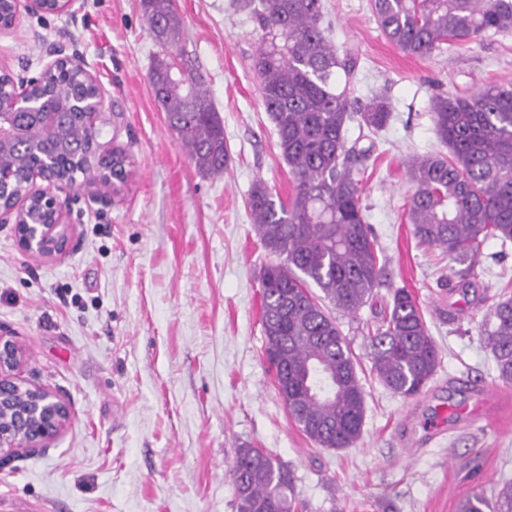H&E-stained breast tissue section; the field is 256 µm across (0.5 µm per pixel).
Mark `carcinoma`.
Segmentation results:
<instances>
[{
  "mask_svg": "<svg viewBox=\"0 0 512 512\" xmlns=\"http://www.w3.org/2000/svg\"><path fill=\"white\" fill-rule=\"evenodd\" d=\"M373 7L383 34L416 56L512 30V0H374ZM141 8L166 49L148 77L154 100L196 167L220 174L229 154L206 81L189 64L181 75L171 73L169 49L183 33L175 0H141ZM253 17L262 103L296 182L287 203L262 181L248 199L256 235L274 256L260 272L265 355L300 430L322 448H348L362 434L365 392L356 357L328 307L357 314L380 285L383 268L356 168L372 147L347 146L346 126L357 119L377 133L392 107L380 96L364 103L351 98L356 62L326 34L322 0H258ZM430 111L442 150L408 162L414 186L408 221L420 242L465 265L459 288L466 295L482 244L512 242V85L467 97L435 95ZM99 135L66 117L57 137L71 148L70 180L100 175ZM3 158L20 176L30 164L10 146ZM489 317L484 333L498 377L512 384V298L499 300ZM369 339L371 374L404 398L420 395L436 371L438 349L411 291L394 290L390 312ZM229 478L238 512H297L291 472L262 449H237ZM459 512H512V482L496 491L494 504L479 491Z\"/></svg>",
  "mask_w": 512,
  "mask_h": 512,
  "instance_id": "cac0c4a2",
  "label": "carcinoma"
}]
</instances>
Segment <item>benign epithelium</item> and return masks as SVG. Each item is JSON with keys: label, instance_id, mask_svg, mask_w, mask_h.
Segmentation results:
<instances>
[{"label": "benign epithelium", "instance_id": "obj_1", "mask_svg": "<svg viewBox=\"0 0 512 512\" xmlns=\"http://www.w3.org/2000/svg\"><path fill=\"white\" fill-rule=\"evenodd\" d=\"M14 18L21 12L37 15L67 13L76 0H9ZM51 60L41 71L32 74L0 73V82L8 78L10 92L0 86V144L11 141L17 133L18 111L23 108L30 91L43 83L45 77L64 66L84 74L95 84L94 101L76 102L62 98V106L80 113L83 124L95 129L105 121L108 108L98 80L76 56H69L51 47L46 51ZM57 149L48 147L42 163L25 177V190L4 202L3 190L14 177L13 168L0 162V224L12 225L19 247L30 254L51 258L65 253L72 242L74 227L68 222L74 200L60 198L57 191L68 178L56 168ZM42 184H37L36 180ZM34 201L43 216L31 223L27 215L29 201ZM26 350L13 334L0 328V468L11 465L23 456L44 453L63 434L73 420L69 406L48 388L25 378Z\"/></svg>", "mask_w": 512, "mask_h": 512}]
</instances>
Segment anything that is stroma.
Listing matches in <instances>:
<instances>
[{"mask_svg": "<svg viewBox=\"0 0 512 512\" xmlns=\"http://www.w3.org/2000/svg\"><path fill=\"white\" fill-rule=\"evenodd\" d=\"M322 2L333 42L356 54V96L392 104L362 181L384 277L357 315H335L362 367L361 438L313 443L264 355L270 256L247 202L256 182L284 200L295 183L262 105L250 12L237 0H175L184 32L173 53L203 75L231 157L208 174L152 96L160 47L139 0H81L73 17L21 14L0 34V71L39 70L56 41L79 55L109 108L100 141L129 156L132 174L104 204L77 179L82 216L65 255L24 253L0 226V328L25 344L28 376L74 411L48 454L0 471V512H237L228 471L244 445L288 466L302 512H459L472 492L512 481V384L484 340L490 308L512 296V243L488 239L476 294L455 292L459 264L407 220L406 175L409 157L440 148L432 96L512 84V32L410 56L381 32L372 0ZM397 288L414 294L440 351L410 399L369 371V334Z\"/></svg>", "mask_w": 512, "mask_h": 512, "instance_id": "stroma-1", "label": "stroma"}]
</instances>
